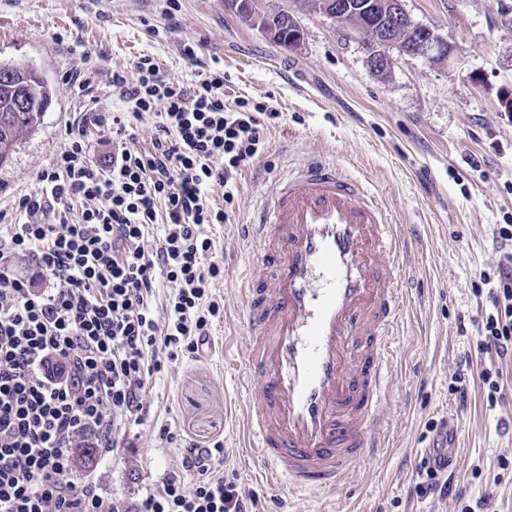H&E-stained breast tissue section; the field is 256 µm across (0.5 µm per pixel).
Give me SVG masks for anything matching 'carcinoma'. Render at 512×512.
Returning <instances> with one entry per match:
<instances>
[{
    "instance_id": "1",
    "label": "carcinoma",
    "mask_w": 512,
    "mask_h": 512,
    "mask_svg": "<svg viewBox=\"0 0 512 512\" xmlns=\"http://www.w3.org/2000/svg\"><path fill=\"white\" fill-rule=\"evenodd\" d=\"M50 101V83L32 67L0 62V163L36 129Z\"/></svg>"
}]
</instances>
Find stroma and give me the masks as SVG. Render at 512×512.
Wrapping results in <instances>:
<instances>
[{
	"label": "stroma",
	"instance_id": "35a3bbf8",
	"mask_svg": "<svg viewBox=\"0 0 512 512\" xmlns=\"http://www.w3.org/2000/svg\"><path fill=\"white\" fill-rule=\"evenodd\" d=\"M291 11L300 46L273 43L228 11L224 0H0V61L33 66L53 89L37 129L0 164V213L21 221L20 196L81 136L90 159L109 163L117 144L95 114L122 111L113 72L155 58L184 82L224 69V102L268 97L281 117L264 154L236 176L232 204L211 185L213 205L230 221L210 228L224 276L212 288L224 315L210 330L211 352L181 358L145 387L150 406L124 460L75 461L76 479L96 483L104 501L132 504L180 468L164 427L207 447L224 445L212 472L235 482L255 512H461L490 501L512 512V353L478 348L489 308L483 278L502 256L497 225L512 224V0H404L414 22L448 37V63L399 57L385 73L370 69L358 32L309 9L304 0H266ZM192 46L194 59L182 54ZM316 159L335 163L375 192L407 242L403 312L391 352L382 413L386 446L356 461L348 483L324 495L288 498L246 455L245 402L225 353L244 361L250 335L241 275L257 258L247 225L261 197L288 169ZM497 371L503 388L488 401L479 375ZM468 383L466 395L454 388ZM456 432L453 491L420 496L425 450L445 428Z\"/></svg>",
	"mask_w": 512,
	"mask_h": 512
}]
</instances>
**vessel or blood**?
Wrapping results in <instances>:
<instances>
[{"label":"vessel or blood","mask_w":512,"mask_h":512,"mask_svg":"<svg viewBox=\"0 0 512 512\" xmlns=\"http://www.w3.org/2000/svg\"><path fill=\"white\" fill-rule=\"evenodd\" d=\"M251 246L248 453L288 495L324 493L384 446L406 244L369 186L313 161L264 200Z\"/></svg>","instance_id":"vessel-or-blood-1"}]
</instances>
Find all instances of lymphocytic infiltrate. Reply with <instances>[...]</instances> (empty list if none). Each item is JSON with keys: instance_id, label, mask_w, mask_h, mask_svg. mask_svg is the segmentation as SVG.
<instances>
[{"instance_id": "obj_1", "label": "lymphocytic infiltrate", "mask_w": 512, "mask_h": 512, "mask_svg": "<svg viewBox=\"0 0 512 512\" xmlns=\"http://www.w3.org/2000/svg\"><path fill=\"white\" fill-rule=\"evenodd\" d=\"M125 109L97 123L121 140L109 172L74 139L22 196L25 220L0 225V512H102L95 484L69 477L71 450L92 439L119 458L124 436L150 412L145 385L178 357H194L224 306L212 286L224 272L208 228L229 216L205 191L224 187L266 149L278 114L262 101L224 102V71L168 79L144 56L112 75ZM164 112L146 145L125 141L129 117ZM80 213H73L74 203ZM508 251L478 325L483 351H512V224ZM27 258L18 270V258ZM171 286L167 316L148 299L157 276ZM221 443L181 448L182 474L164 477L136 507L111 512H253V499L211 474Z\"/></svg>"}]
</instances>
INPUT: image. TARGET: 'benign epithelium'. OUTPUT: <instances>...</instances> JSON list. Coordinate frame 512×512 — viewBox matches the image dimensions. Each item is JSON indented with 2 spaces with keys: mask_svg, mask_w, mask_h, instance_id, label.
I'll return each mask as SVG.
<instances>
[{
  "mask_svg": "<svg viewBox=\"0 0 512 512\" xmlns=\"http://www.w3.org/2000/svg\"><path fill=\"white\" fill-rule=\"evenodd\" d=\"M264 0H225L226 7L233 13L246 18L251 25L273 37L275 29L268 23L275 16L293 22L294 17L288 10L270 11L263 6ZM309 8L324 14L337 23L351 27L363 35L367 61L373 68L386 70L391 58L384 48L396 46L403 55L421 58L429 62L449 59L453 52L452 43L435 33L434 30L414 24L405 12L402 0H388L395 23L374 27L369 19L370 6L357 0H307Z\"/></svg>",
  "mask_w": 512,
  "mask_h": 512,
  "instance_id": "benign-epithelium-1",
  "label": "benign epithelium"
}]
</instances>
